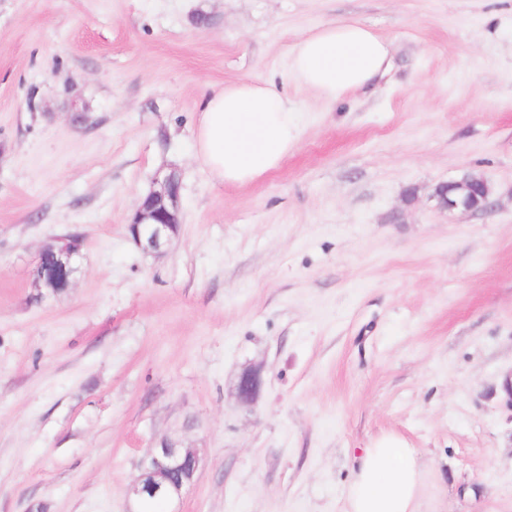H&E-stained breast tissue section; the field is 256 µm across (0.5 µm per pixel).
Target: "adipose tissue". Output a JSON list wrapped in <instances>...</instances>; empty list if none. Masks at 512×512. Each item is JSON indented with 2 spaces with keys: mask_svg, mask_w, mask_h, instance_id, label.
Returning a JSON list of instances; mask_svg holds the SVG:
<instances>
[{
  "mask_svg": "<svg viewBox=\"0 0 512 512\" xmlns=\"http://www.w3.org/2000/svg\"><path fill=\"white\" fill-rule=\"evenodd\" d=\"M391 49V39L361 23L331 21L295 43L289 74L333 102L377 82ZM198 113L200 157L211 175L226 184H249L279 168L302 130L298 104L277 84L262 79L212 89L201 97ZM422 482L416 449L381 438L360 451L344 492V512H419Z\"/></svg>",
  "mask_w": 512,
  "mask_h": 512,
  "instance_id": "adipose-tissue-1",
  "label": "adipose tissue"
}]
</instances>
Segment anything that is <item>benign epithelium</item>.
I'll list each match as a JSON object with an SVG mask.
<instances>
[{"label":"benign epithelium","instance_id":"1","mask_svg":"<svg viewBox=\"0 0 512 512\" xmlns=\"http://www.w3.org/2000/svg\"><path fill=\"white\" fill-rule=\"evenodd\" d=\"M157 187L143 196L128 223L134 244L145 254H159L174 237L180 225V181L170 172L156 177ZM491 188L482 176L467 175L460 180L441 184L436 189L440 209L469 213L491 207ZM82 238L71 234L56 238L40 251L34 270V281L40 288L67 289L78 271ZM263 384L261 372L250 369L242 373L236 387L238 400L253 405ZM201 458L197 449L183 448L165 439L142 459L149 475H139L126 487L133 503L160 497L171 503L180 498L197 473Z\"/></svg>","mask_w":512,"mask_h":512}]
</instances>
